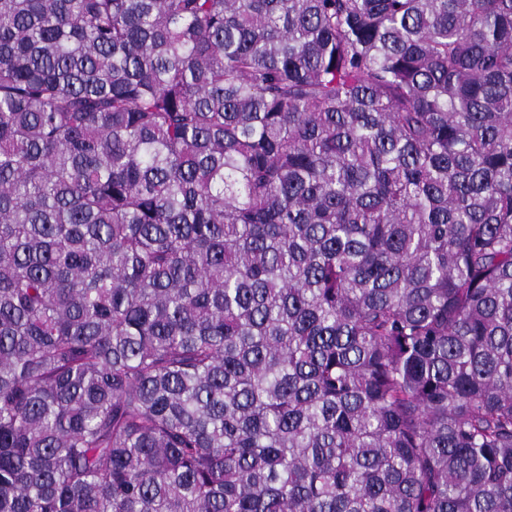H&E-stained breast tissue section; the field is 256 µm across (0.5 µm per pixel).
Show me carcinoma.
I'll use <instances>...</instances> for the list:
<instances>
[{
    "mask_svg": "<svg viewBox=\"0 0 512 512\" xmlns=\"http://www.w3.org/2000/svg\"><path fill=\"white\" fill-rule=\"evenodd\" d=\"M0 512H512V0H0Z\"/></svg>",
    "mask_w": 512,
    "mask_h": 512,
    "instance_id": "carcinoma-1",
    "label": "carcinoma"
}]
</instances>
